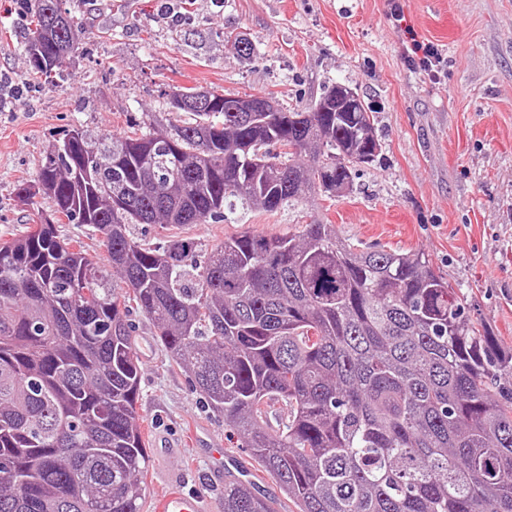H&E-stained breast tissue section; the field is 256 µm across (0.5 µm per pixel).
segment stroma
<instances>
[{
	"label": "stroma",
	"mask_w": 512,
	"mask_h": 512,
	"mask_svg": "<svg viewBox=\"0 0 512 512\" xmlns=\"http://www.w3.org/2000/svg\"><path fill=\"white\" fill-rule=\"evenodd\" d=\"M402 24H395L392 6ZM74 51L63 77L34 76L24 51L30 18L0 0V238H17L50 213L45 196L21 202L45 156L74 129L90 140L122 135L154 119L167 125L166 91L201 87L265 94L305 110L328 88L356 87L371 107L381 144L360 166L351 193L311 194L269 212L237 206L225 220L160 228L136 224L154 244L193 240L201 253L243 231L292 235L304 225H335L357 249L421 251L463 301L467 322L512 348V0H63ZM438 47L440 82L413 68L403 27ZM247 37L238 56L226 34ZM129 320L150 355L141 361L137 423L150 456L145 512L173 490L204 491L207 512H223L224 489L207 485L205 428L238 462L276 512L294 501L243 448L158 344L139 309ZM179 442L164 463L155 439Z\"/></svg>",
	"instance_id": "1"
}]
</instances>
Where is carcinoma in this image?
<instances>
[{
	"instance_id": "carcinoma-1",
	"label": "carcinoma",
	"mask_w": 512,
	"mask_h": 512,
	"mask_svg": "<svg viewBox=\"0 0 512 512\" xmlns=\"http://www.w3.org/2000/svg\"><path fill=\"white\" fill-rule=\"evenodd\" d=\"M30 18L44 32L27 46L34 73L63 77L62 0H33ZM197 92L172 90L193 120L162 131L95 144L72 131L19 185L52 213L0 240V512H144L132 303L299 512H512V349L463 319L427 255L356 251L333 224L242 232L201 261L190 239L130 236L131 224L222 221L238 203L332 197L356 177L330 166L337 153L378 156L363 100L264 123L224 111L215 91L217 111L203 112ZM63 217L102 235L104 260L58 235ZM272 403L284 406L274 424ZM224 512L275 509L226 479Z\"/></svg>"
}]
</instances>
